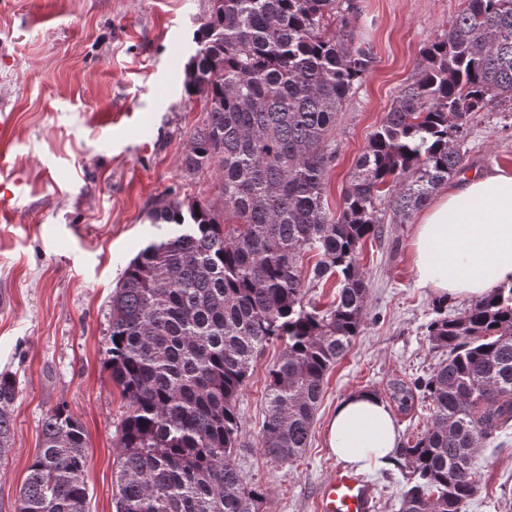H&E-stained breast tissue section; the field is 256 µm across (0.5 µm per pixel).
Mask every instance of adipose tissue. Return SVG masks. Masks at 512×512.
Wrapping results in <instances>:
<instances>
[{
  "instance_id": "ef3b65f1",
  "label": "adipose tissue",
  "mask_w": 512,
  "mask_h": 512,
  "mask_svg": "<svg viewBox=\"0 0 512 512\" xmlns=\"http://www.w3.org/2000/svg\"><path fill=\"white\" fill-rule=\"evenodd\" d=\"M419 287L437 297L480 299L512 283V171L463 178L421 215L411 239ZM328 447L343 466L390 467L398 434L390 409L361 391L336 405Z\"/></svg>"
}]
</instances>
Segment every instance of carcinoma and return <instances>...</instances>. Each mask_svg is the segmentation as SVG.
<instances>
[{
	"label": "carcinoma",
	"mask_w": 512,
	"mask_h": 512,
	"mask_svg": "<svg viewBox=\"0 0 512 512\" xmlns=\"http://www.w3.org/2000/svg\"><path fill=\"white\" fill-rule=\"evenodd\" d=\"M340 0H211L194 32L185 92L207 121L184 155L217 165L221 209L160 201L163 233L112 295L107 363L126 401L116 512H260L267 493L234 463L237 400L254 356L283 342L268 371L261 447L293 466L311 437L327 373L364 326L363 240L382 232V197L401 219L465 168L471 114L512 104V0H466L424 50L357 162L340 213L324 199L336 113L371 63ZM339 279L336 301L305 300ZM448 351L431 375L397 382L430 428L401 448L400 512H464L478 490L474 454L512 427V284L430 326ZM16 378L0 373V458L11 447ZM16 512H86L85 430L63 403L42 424ZM316 261L317 257H312V254L307 255L303 259L304 275H306L305 286L307 287L305 289L308 291L305 299L307 301L312 300V302H316L320 306L329 305L337 296L338 289L336 288V280L334 277H331L327 282L326 278L320 280L318 283L317 280L313 281L311 279L313 276L312 268Z\"/></svg>",
	"instance_id": "1"
}]
</instances>
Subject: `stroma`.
<instances>
[{
    "mask_svg": "<svg viewBox=\"0 0 512 512\" xmlns=\"http://www.w3.org/2000/svg\"><path fill=\"white\" fill-rule=\"evenodd\" d=\"M463 0H342L356 43L372 62L336 116V158L325 199L341 211L369 139L399 90L418 75L423 48ZM210 0H0V183L20 197L0 223V372L15 375L11 448L0 458V512H13L42 443V422L66 404L84 425L87 512H115L121 422L127 411L105 365L112 295L128 263L159 235L148 220L161 199L218 201L216 168L188 174L183 158L207 114L187 95L193 34ZM468 173L512 170V126L478 112L466 140ZM364 244V327L328 374L312 440L291 467L261 448L267 370L279 343L252 363L239 396L234 462L267 489L261 512H316L338 463L327 445L337 401L430 374L446 359L427 332L437 296L417 287L413 220L383 214ZM476 454V495L465 512H512V429ZM405 470L369 469L373 512H399Z\"/></svg>",
    "mask_w": 512,
    "mask_h": 512,
    "instance_id": "1",
    "label": "stroma"
}]
</instances>
